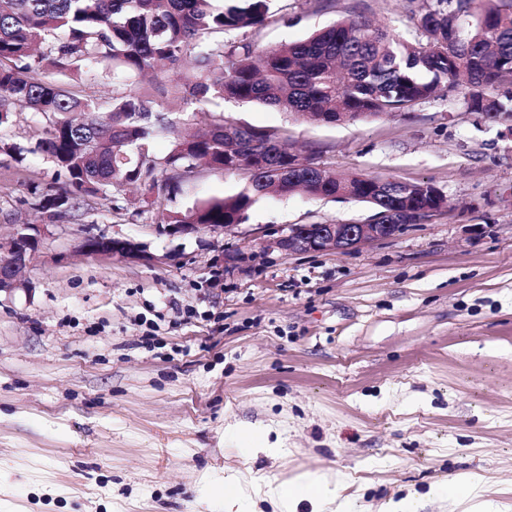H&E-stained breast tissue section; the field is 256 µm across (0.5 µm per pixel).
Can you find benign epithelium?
Returning <instances> with one entry per match:
<instances>
[{"label":"benign epithelium","mask_w":512,"mask_h":512,"mask_svg":"<svg viewBox=\"0 0 512 512\" xmlns=\"http://www.w3.org/2000/svg\"><path fill=\"white\" fill-rule=\"evenodd\" d=\"M231 228L229 224H165L158 231L169 236L197 233L201 230L211 234H222ZM407 228L405 224H390L381 215L364 224H290L282 234L264 243L266 250H279L286 255L317 253L334 250L344 253L371 241L391 239ZM45 227L42 224H19L9 241L7 257L0 258V294L8 296L18 291L31 295L33 284L29 271L40 249ZM80 251L101 260L116 256L126 259H144L135 242L115 238L104 233H88Z\"/></svg>","instance_id":"1"}]
</instances>
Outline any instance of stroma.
Segmentation results:
<instances>
[{
    "label": "stroma",
    "mask_w": 512,
    "mask_h": 512,
    "mask_svg": "<svg viewBox=\"0 0 512 512\" xmlns=\"http://www.w3.org/2000/svg\"><path fill=\"white\" fill-rule=\"evenodd\" d=\"M411 0H272L232 33L265 49L337 20L415 41ZM451 88L392 117L321 124L215 100L226 120L288 140L339 174L428 182L446 205L400 235L333 250L262 253L288 224L367 222L371 205L299 192L260 198L221 235L159 233L169 214L245 185L199 167L155 203L140 189L50 205L40 155L0 151V242L48 233L32 294L0 297V512H198L210 477L275 486L333 472L346 512L414 492L418 512H465L432 485L476 479L512 512V118ZM130 238L152 262L79 252L86 232ZM228 251L248 253L225 268ZM278 453L240 451L238 426Z\"/></svg>",
    "instance_id": "obj_1"
}]
</instances>
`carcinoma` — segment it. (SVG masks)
I'll use <instances>...</instances> for the list:
<instances>
[{"instance_id": "cac0c4a2", "label": "carcinoma", "mask_w": 512, "mask_h": 512, "mask_svg": "<svg viewBox=\"0 0 512 512\" xmlns=\"http://www.w3.org/2000/svg\"><path fill=\"white\" fill-rule=\"evenodd\" d=\"M269 0H0V127L13 112L45 124L32 146L0 142L23 157L39 153L64 178L59 206L91 196L112 201L127 186L148 197L178 192L201 164L246 165L248 183L168 217L170 224H241L261 197L307 190L376 206L383 219L406 218L443 203L428 182L341 176L289 160L288 144L237 125L204 105L256 103L296 120L356 122L404 112L448 87L469 89L470 107L490 119L512 115V95L483 90L512 84V5L505 0H420L412 43L365 20L347 19L266 50L224 40L262 24ZM471 19L462 27L461 18ZM129 82L104 99L80 76ZM171 136L162 158L149 139Z\"/></svg>"}]
</instances>
